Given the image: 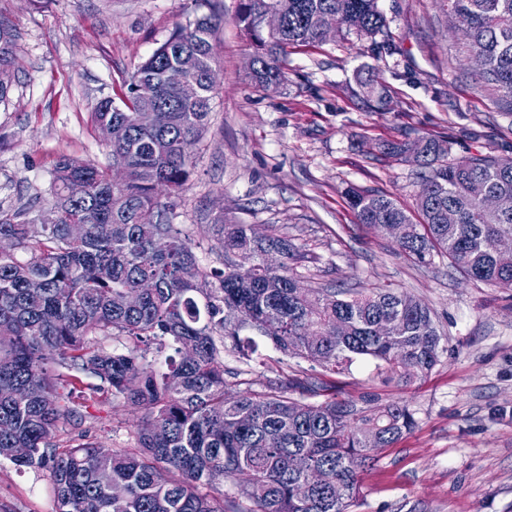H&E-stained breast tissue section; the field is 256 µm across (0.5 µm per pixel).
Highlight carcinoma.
I'll return each mask as SVG.
<instances>
[{
  "mask_svg": "<svg viewBox=\"0 0 512 512\" xmlns=\"http://www.w3.org/2000/svg\"><path fill=\"white\" fill-rule=\"evenodd\" d=\"M448 26L466 22L464 53L478 63L479 87L512 111V0H440ZM283 18L266 31L265 13ZM213 12L178 25L137 68L120 99L98 101L93 120L120 123L127 139L110 146L112 163L127 170L112 185L111 168L61 158L53 172L52 200L31 220L0 212V238L14 248L0 252V460L49 472L55 512H351L360 495V471L375 462L371 447L391 448L416 426L405 403L375 397H336V381L280 376L265 390L252 388L243 371L231 392L224 380V350L248 365L257 353L253 335L286 357L334 375L358 357L375 361L387 380L412 384L439 362L441 335L431 310L398 289L340 294L329 288L297 292L295 245L276 233L256 238L249 224H224L211 245L220 266H204L186 235L173 224L168 196L185 188L193 158L182 151L205 130L214 88ZM237 23L253 45L252 79L279 82L287 48L321 41L342 26L375 36L384 26L377 0H241ZM16 34L0 19V102L14 82ZM177 64L187 83L168 86L163 73ZM164 107L158 124L144 128L137 116ZM390 154L414 157L427 173L417 195L420 222L391 198L350 191L358 223L388 237L406 224L400 249L420 264L442 256L469 278L512 288V263L494 244L512 237V159L481 154L448 157V144L430 137L388 145ZM86 195L68 196L71 181ZM82 224L73 238L68 225ZM100 224L111 233H98ZM135 307L126 291L144 281ZM389 323L381 339L377 325ZM96 336L124 337V350H108ZM169 347L164 361L148 358ZM192 347L193 359L183 356ZM56 363L70 380L47 368ZM88 389L135 409V443L107 454L78 433L61 448L53 443L61 420L78 418L69 406ZM321 400L306 401V396ZM374 439L371 446L368 441ZM27 448L24 459L13 449ZM319 470L324 480L314 482ZM231 482L233 493L219 485ZM310 482L308 495L293 487ZM124 489L115 499L113 486Z\"/></svg>",
  "mask_w": 512,
  "mask_h": 512,
  "instance_id": "1",
  "label": "carcinoma"
}]
</instances>
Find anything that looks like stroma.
<instances>
[{
  "label": "stroma",
  "mask_w": 512,
  "mask_h": 512,
  "mask_svg": "<svg viewBox=\"0 0 512 512\" xmlns=\"http://www.w3.org/2000/svg\"><path fill=\"white\" fill-rule=\"evenodd\" d=\"M240 0H0L18 35L16 71L0 103V211L35 214L50 198L57 160H111L92 120L95 103L120 93L176 25L218 8V83L210 124L193 148L194 167L174 200V221L201 264L221 223L288 235L293 268L310 287L397 288L433 312L444 351L412 386L385 382L355 361L336 377L338 398L367 392L409 405L415 428L378 451L360 474L354 512H512V289L473 280L435 259L421 266L397 243L359 224L344 197L355 187L414 210L422 167L383 153L386 142L429 136L451 156L512 158V113L482 91L464 60L463 39L438 0H378L386 27L376 38L346 29L288 51L277 88L254 84L252 48L236 16ZM242 365L224 353L227 383L248 368L255 390L278 374L318 376L317 365L271 345ZM75 431L105 448L134 444L135 413L122 402L87 400ZM0 512H54L42 470L0 462Z\"/></svg>",
  "instance_id": "obj_1"
}]
</instances>
